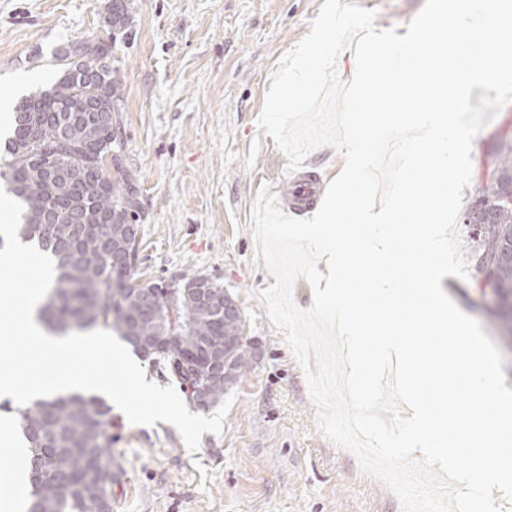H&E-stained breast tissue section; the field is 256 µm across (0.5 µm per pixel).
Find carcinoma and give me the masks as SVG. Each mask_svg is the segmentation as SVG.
Instances as JSON below:
<instances>
[{"mask_svg":"<svg viewBox=\"0 0 512 512\" xmlns=\"http://www.w3.org/2000/svg\"><path fill=\"white\" fill-rule=\"evenodd\" d=\"M127 0H111L109 22L125 23ZM108 55V48L82 45L55 54L58 75L46 89L21 98L13 108L12 135L0 156V178L7 193L23 207L18 236L33 244L54 263L52 291L39 319L56 333L109 329L125 342L129 337L168 335L181 326L175 351L140 357L176 380L188 393L205 382L201 368L182 359L208 336H221L234 347L231 374L211 380L208 390L220 402L247 373L250 345L245 319L226 321L197 304L192 284L178 296L176 309L163 300L150 309L138 296L112 281V241L109 225L130 224L138 201L132 183L110 178L105 160L120 161L117 136L106 124L95 128L57 121L67 110L85 111L92 103L99 112L118 111L122 76L108 72L104 84L89 74L90 59ZM65 153L72 165L49 179L46 158ZM491 177L477 187L475 199L492 215L496 232L468 230L466 245L475 262L474 278L493 287L499 306L485 309L495 322L506 351L512 354V263L499 261L501 246L512 244V139L499 140L489 160ZM29 444L31 498L39 512H94L95 487L115 475L112 462V408L95 395L67 394L35 400L16 408Z\"/></svg>","mask_w":512,"mask_h":512,"instance_id":"carcinoma-1","label":"carcinoma"}]
</instances>
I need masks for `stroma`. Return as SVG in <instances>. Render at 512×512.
<instances>
[{
	"instance_id": "35a3bbf8",
	"label": "stroma",
	"mask_w": 512,
	"mask_h": 512,
	"mask_svg": "<svg viewBox=\"0 0 512 512\" xmlns=\"http://www.w3.org/2000/svg\"><path fill=\"white\" fill-rule=\"evenodd\" d=\"M324 0H131L125 26L105 23L108 0H0V91L45 87L55 48L104 42L123 77L117 115L122 170L140 209L136 275L169 283L202 274L238 302L258 345L221 434L190 452L165 422L133 425L113 409L120 479L112 512H401L395 495L318 429L306 374L274 329L258 293L274 284L256 258L252 205L262 187L286 192L287 158L259 130L280 58L305 37ZM425 0H363L376 29L405 35ZM512 138V102L474 138L475 197L488 154ZM444 291L489 337L476 279Z\"/></svg>"
}]
</instances>
